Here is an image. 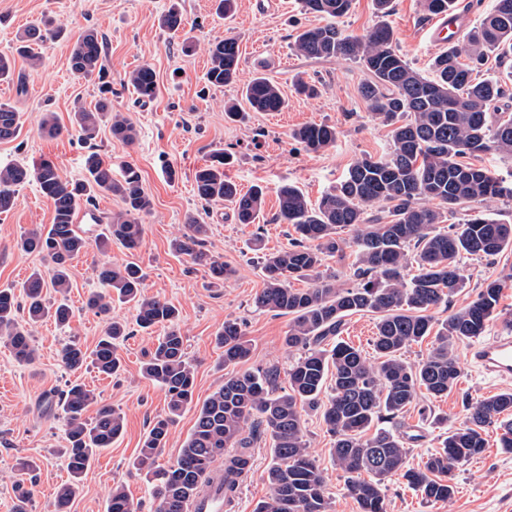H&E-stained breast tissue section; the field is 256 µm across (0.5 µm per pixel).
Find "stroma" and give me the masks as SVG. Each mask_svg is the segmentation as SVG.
Instances as JSON below:
<instances>
[{"label": "stroma", "mask_w": 512, "mask_h": 512, "mask_svg": "<svg viewBox=\"0 0 512 512\" xmlns=\"http://www.w3.org/2000/svg\"><path fill=\"white\" fill-rule=\"evenodd\" d=\"M187 25L172 33L158 24L170 0H0V53H12L19 33L41 20L52 19L62 30L60 38L38 48L42 63L31 67L17 59L12 81L0 83V100L10 102L21 114L18 137L0 142V166L24 163L30 166L52 161L65 176L78 179L85 161L95 152L112 165L113 178H121L127 164L139 169L153 199V209L143 218V241L137 250L115 245L107 253L89 248L71 266L69 303L74 312L71 327L62 328L47 319L37 324L32 342L35 364L18 363L0 342V512H16L14 482L20 462L34 464L33 493L27 512H54L58 487L68 481L61 411L48 407L75 381L92 389L97 402L86 418H94L98 406L108 405L124 417L122 436L112 447L97 452L79 482L71 512H107L113 486H123L137 512H154L155 503L145 472L133 468L145 431L152 419L167 409L163 389L143 377L140 367L163 327L152 333L133 326L131 304L114 303V318L131 322L118 353L120 375L106 377L88 366L73 372L61 361L68 342L82 348L95 347L105 318L87 309L88 296L98 290L96 265L133 262L145 275L146 291L169 299L180 312V327L187 353L195 367L193 404L172 426L168 440L155 458V465L173 464L190 434L196 407L223 383L227 374L224 351L215 336L225 320L241 323L251 344L249 367L277 364L287 369L293 360L284 344L288 318L255 309L252 299L263 286L260 267L252 251L260 239L264 251L284 248L291 239V225L277 220L276 190L284 184L297 186L310 201L319 198L344 177L356 158L379 157L388 151L387 128L374 122L360 93L363 69L346 59H309L294 49L298 31L319 25V16L304 10L301 0H235L233 10L219 16L214 0H180ZM428 14L417 0H394L386 22L394 32L395 45L412 67L428 72L432 59L442 49L429 42L424 27ZM89 28L105 40L104 66L112 87V109L125 113L136 128V139L127 143L101 128L87 145L68 132L75 106L94 107L99 98L97 79L75 76L69 66L73 43ZM236 38L239 45L240 80L217 88L208 84L207 47ZM147 65L157 75V92L148 102L138 100L128 82L129 73ZM264 72L283 93L287 105L279 112H248L231 123L224 107L242 100V84L255 72ZM315 82L314 97L296 94L294 84ZM55 113L62 132L55 137L41 133L46 113ZM313 123L335 126L336 143L322 153L306 152L291 137L293 129ZM228 150L234 160L225 175L241 190L262 186L266 190L263 216L256 224L236 223L227 204L201 202L194 190V175L212 155ZM208 224L206 247L234 267L233 278L217 283L209 271L194 265L188 256L171 251L170 242L185 230L188 216ZM52 222L50 201L33 184L21 187L14 209L0 216V288H20L33 269L46 268L36 254L17 247L21 235ZM464 286L453 295L449 307L435 310L444 319L449 310L464 307L474 299L485 281L503 279L506 286L489 331L512 323V250L491 258L462 260ZM469 343H460L456 358L462 376L456 387L441 398L422 396L403 415L404 429L423 431L422 440L411 443L407 464L421 465L434 453L444 428L427 426L420 412L430 408L448 424L465 419L464 400L478 401L503 390H512L511 380L487 379L474 366ZM304 439L318 460L326 479L331 512H358L357 503L343 490L345 475L334 465L330 449L333 438L320 414L303 416ZM487 448L478 457L463 462L454 471L455 493L451 502L432 504L422 499L398 476L386 483L387 512H512V454L502 451L495 427L486 431ZM253 467L244 478L236 512H254L266 499L264 474L272 462L269 442L252 450Z\"/></svg>", "instance_id": "obj_1"}]
</instances>
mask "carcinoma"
I'll use <instances>...</instances> for the list:
<instances>
[{
  "mask_svg": "<svg viewBox=\"0 0 512 512\" xmlns=\"http://www.w3.org/2000/svg\"><path fill=\"white\" fill-rule=\"evenodd\" d=\"M311 13L324 24L296 35L295 46L313 59L343 58L358 63L368 79L361 95L371 116L389 129L390 151L379 158L356 159L344 178L318 203L311 204L294 185L277 190L276 219L292 226L296 237L289 246L259 255L263 288L254 297L256 308L289 316L285 345L298 352L288 369V386H280L276 365L245 369L224 377V383L203 401L193 429L175 462L153 468L156 455L166 443L176 417L193 403L195 369L188 358L179 310L161 295L144 290V274L133 263H102L95 276L104 291L92 294L87 306L98 313L112 309V298L134 303L135 322L148 330L166 327L164 336L143 363V376L160 385L166 394L167 412L154 418L145 433L134 466L147 471L155 499V512H187L203 491V480L224 462V512H233L239 495L241 474L252 458L251 448L267 437L272 463L266 472L268 496L255 512H329L326 484L315 458L304 441L302 412L319 411L334 436L330 453L336 467L346 475L345 493L358 504L359 512H386L383 485L399 476L430 503H446L454 496L451 474L457 464L481 455L486 448L485 429L501 430L499 445L512 453V391H503L466 404V421L448 429L440 450L428 455L422 465L407 466V442L422 434L393 431L397 420L425 393L433 398L448 394L458 383L460 370L455 348L461 341L482 335L498 315L505 285L492 280L483 285L466 306L451 310L437 321L431 311L450 303L463 287L460 261L468 256L491 257L512 248V224H502L475 208L465 218L443 230L448 212L469 203L488 204L512 199V180L495 176L469 162L487 153L512 156V113L503 111L506 83L497 76L478 79L488 52L497 53L500 64L512 60V0H496L480 26L451 42L431 62V74L414 69L393 46L394 35L379 23L363 36L344 33L338 21L352 7V0H304ZM429 15H446L455 0H419ZM159 23L169 31L184 28L185 18L177 0L160 15ZM62 30L50 20L28 27L19 37V55L39 65L34 46L61 37ZM105 50L101 34L86 30L73 44L69 65L82 77H103ZM207 81L222 87L239 80L237 40L226 37L210 44ZM137 95L151 100L156 93V75L148 66L133 70L128 78ZM100 87V99L92 110L73 113L72 129L79 141L95 139L104 123L112 136L131 143L135 129L131 121L111 109ZM243 99L254 112H279L286 106L280 88L264 75L244 84ZM22 126L21 113L0 101V141L15 140ZM308 152L318 153L336 143V127L309 124L291 133ZM233 155L220 152L194 175L197 197L204 203L227 202L239 224H257L264 204V188L243 193L224 174ZM34 182L51 201L52 223L20 237L17 247L48 260L47 272L36 270L22 284L29 322L51 318L69 326L73 312L67 303L71 261L84 252L89 241L73 224L76 211L92 204L100 194L113 195L123 203L107 231L96 237V247L105 252L116 243L128 251L140 246L141 217L153 208L140 171L129 165L122 179L112 178V166L96 153L86 158L81 179L63 176L51 162L32 167L25 164L0 166V215L15 204L18 188ZM436 201L439 206H429ZM378 205L380 213L370 209ZM352 231L350 239L340 231ZM209 227L197 218L187 220V232L176 237L172 249L208 267L212 278L223 281L235 270L221 257L205 249ZM354 254L353 277L357 286L343 288L336 277L324 276L320 268L343 247ZM309 279L308 288H293L291 281ZM52 287L60 299L46 303L44 288ZM14 289H0V338L16 360L32 364L37 351L31 333L16 313ZM369 312L376 319L373 338L375 360L361 350L336 340L345 318ZM130 334L127 324L110 321L91 351L75 343L62 347L63 364L72 371L93 364L111 377L122 362L117 342ZM433 336L426 357L410 365L404 351ZM224 349V366L246 363L249 341L235 320L224 321L216 334ZM331 385H326V379ZM94 392L73 382L58 399L64 414L65 455L71 481L60 487L56 512H69L78 482L91 459L109 448L123 433L124 417L110 406H101L96 416L84 417L94 403ZM368 478H361L362 474ZM108 512H135L123 486L112 488Z\"/></svg>",
  "mask_w": 512,
  "mask_h": 512,
  "instance_id": "1",
  "label": "carcinoma"
}]
</instances>
